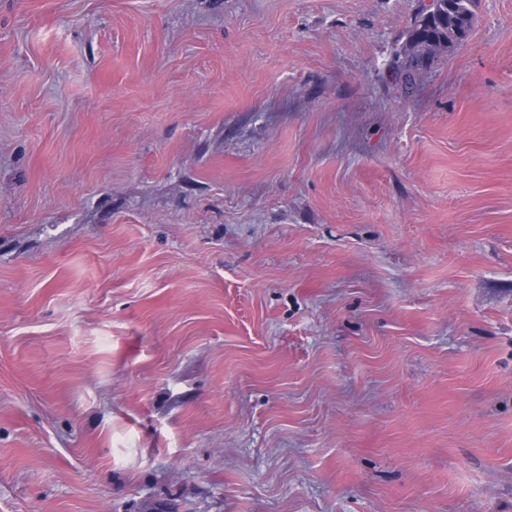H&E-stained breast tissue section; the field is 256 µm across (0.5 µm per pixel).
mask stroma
Wrapping results in <instances>:
<instances>
[{"mask_svg": "<svg viewBox=\"0 0 512 512\" xmlns=\"http://www.w3.org/2000/svg\"><path fill=\"white\" fill-rule=\"evenodd\" d=\"M0 0V512H512V0ZM436 11L419 12L394 63L392 78L405 95L417 87L421 74L456 45L473 27V0H441Z\"/></svg>", "mask_w": 512, "mask_h": 512, "instance_id": "35a3bbf8", "label": "stroma"}]
</instances>
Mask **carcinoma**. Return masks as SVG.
Segmentation results:
<instances>
[{"label":"carcinoma","instance_id":"1","mask_svg":"<svg viewBox=\"0 0 512 512\" xmlns=\"http://www.w3.org/2000/svg\"><path fill=\"white\" fill-rule=\"evenodd\" d=\"M473 0H442L436 11L418 13L394 63L392 78L409 95L421 74L455 46L465 41L473 27Z\"/></svg>","mask_w":512,"mask_h":512}]
</instances>
